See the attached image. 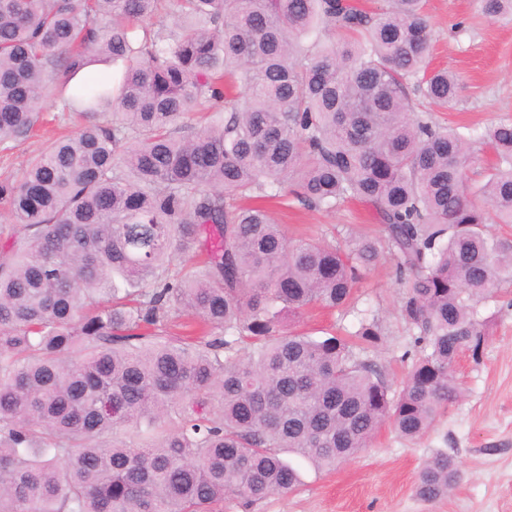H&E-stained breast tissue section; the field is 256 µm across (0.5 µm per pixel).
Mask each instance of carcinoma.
I'll use <instances>...</instances> for the list:
<instances>
[{"mask_svg": "<svg viewBox=\"0 0 512 512\" xmlns=\"http://www.w3.org/2000/svg\"><path fill=\"white\" fill-rule=\"evenodd\" d=\"M0 0V146L29 135L49 88L83 123L0 184V512H224L331 470L388 421L423 437L480 359L477 309L512 285V119L441 127L458 81L429 67L425 0ZM512 15V0H481ZM112 78L70 79L97 58ZM494 154L485 180L467 167ZM354 199L374 236L290 240L262 207ZM396 262L418 348L400 391L347 336L297 332L344 312L362 269ZM445 454L416 495L445 498ZM335 321L336 328H338L340 319L337 312L336 315H333L320 309H313L305 313L298 329L311 332L314 335H322L319 331L331 328Z\"/></svg>", "mask_w": 512, "mask_h": 512, "instance_id": "cac0c4a2", "label": "carcinoma"}]
</instances>
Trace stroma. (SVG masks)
I'll return each mask as SVG.
<instances>
[{
    "label": "stroma",
    "mask_w": 512,
    "mask_h": 512,
    "mask_svg": "<svg viewBox=\"0 0 512 512\" xmlns=\"http://www.w3.org/2000/svg\"><path fill=\"white\" fill-rule=\"evenodd\" d=\"M434 36V65L460 79L456 105L433 110L436 122L484 128L512 118V18L490 20L477 0H428ZM48 124L0 149V181L18 179L27 162L61 133L74 130L77 115L61 111L57 93H48ZM289 238L323 235L343 239L351 233L375 234L378 223L363 203L345 201L330 212L296 200L269 206ZM403 288L395 262L384 258L363 270L357 307L377 314L386 338L374 351L393 389L410 370L405 358L413 338L399 312ZM488 318V336L480 360L462 357L455 367L460 398L449 404L430 431L409 442L383 424L355 458L322 473L303 469L293 492L273 495L246 507L224 502V512H512V291L502 290L480 307ZM453 458L460 479L447 497L425 502L415 493L423 463L437 453Z\"/></svg>",
    "instance_id": "35a3bbf8"
}]
</instances>
